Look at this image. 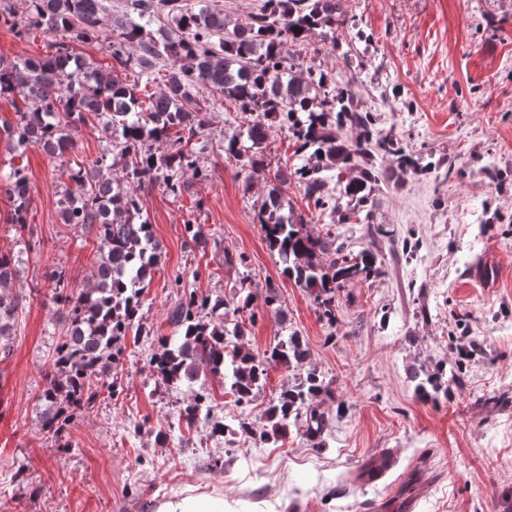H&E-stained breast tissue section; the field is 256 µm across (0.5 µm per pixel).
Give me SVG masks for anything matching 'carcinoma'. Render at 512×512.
<instances>
[{"label": "carcinoma", "mask_w": 512, "mask_h": 512, "mask_svg": "<svg viewBox=\"0 0 512 512\" xmlns=\"http://www.w3.org/2000/svg\"><path fill=\"white\" fill-rule=\"evenodd\" d=\"M0 17L12 19L18 36L35 29L54 37V52L44 57L0 56V97L24 102L15 121L3 127L8 154L21 159L37 148L64 160L89 114L102 117L105 138L95 160H65L60 220L94 233L97 261L89 288L67 294L65 271L51 275L53 302L66 329L38 397L45 441L66 447V426L99 396L95 381L119 364L129 337L143 335L142 297L163 249L143 217L139 190L158 184L177 198L186 172L198 181L209 178L196 142L212 106L234 108L237 126L224 136V157L245 173V193L256 182L264 184L256 223L282 273L314 294L321 317L336 323L342 289L386 274L376 241L396 238L394 230L375 222L372 191L385 181V160L393 162L398 177L413 172V152L393 130L379 127L376 113L358 106L351 90L357 74L338 88L335 75L290 51L318 30L331 34L333 47L341 48L339 36L354 22L342 0H262L247 22L234 25L206 0L194 7L186 0H120L117 15L112 0H0ZM155 22L160 23L156 30ZM106 26L112 59L107 73L73 48L97 38ZM131 74L136 80H129ZM157 80L160 90L147 92ZM275 127L288 133L302 164L288 169L269 159L267 141ZM157 142L169 148L157 152ZM293 184L303 191L306 210L285 215L283 199ZM0 191L12 206L9 223L25 229L31 201L26 167L13 164ZM326 218V228L311 227ZM336 224L366 225L368 245L351 250L332 231ZM213 249L224 266H247L243 254L229 251L217 238ZM20 263L14 249L0 248V355L10 353L24 301L14 291ZM252 301L247 273L229 299L190 294L170 309L172 335L158 338L147 364L158 382L188 393L179 419L223 434L229 425L214 414L207 389L195 386L200 375L224 379L243 405L264 387L269 366L297 368L310 357L293 334L261 355L244 349L246 323L255 321ZM264 304L266 312L283 318L275 287H267ZM414 379L426 398H437L443 389L425 370ZM333 394L322 375L310 370L282 385L264 412L265 424L243 420L237 433L275 445L293 428L322 445L333 416L317 398ZM201 409L208 410L202 421L197 419Z\"/></svg>", "instance_id": "cac0c4a2"}]
</instances>
